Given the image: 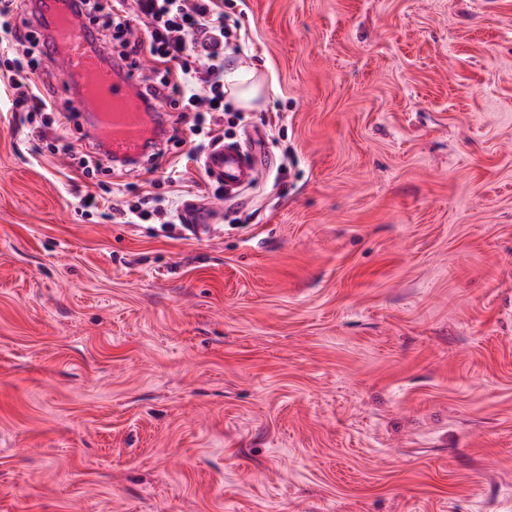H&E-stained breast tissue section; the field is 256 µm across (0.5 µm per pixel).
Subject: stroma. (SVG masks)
Wrapping results in <instances>:
<instances>
[{"label": "stroma", "instance_id": "obj_1", "mask_svg": "<svg viewBox=\"0 0 512 512\" xmlns=\"http://www.w3.org/2000/svg\"><path fill=\"white\" fill-rule=\"evenodd\" d=\"M224 11L236 196L0 89V512H512V0ZM172 169L207 233L109 219ZM253 79L254 75L252 73H248L244 76L229 77L228 79V83L232 84V86H228V93L241 108H255L256 103L261 97V81Z\"/></svg>", "mask_w": 512, "mask_h": 512}]
</instances>
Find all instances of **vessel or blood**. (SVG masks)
Returning a JSON list of instances; mask_svg holds the SVG:
<instances>
[{"label":"vessel or blood","mask_w":512,"mask_h":512,"mask_svg":"<svg viewBox=\"0 0 512 512\" xmlns=\"http://www.w3.org/2000/svg\"><path fill=\"white\" fill-rule=\"evenodd\" d=\"M39 6L48 24L49 49L64 62L67 85L78 89L87 80L108 94L104 107L92 112V139L102 145L105 158L140 157L157 129L151 115L138 104L136 79L117 76L101 53L92 51L77 32L78 20L65 12L60 0H40ZM203 167L209 178L228 190L251 184L257 175L248 154L225 144L206 152Z\"/></svg>","instance_id":"1"}]
</instances>
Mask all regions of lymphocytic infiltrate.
I'll list each match as a JSON object with an SVG mask.
<instances>
[{
  "instance_id": "lymphocytic-infiltrate-1",
  "label": "lymphocytic infiltrate",
  "mask_w": 512,
  "mask_h": 512,
  "mask_svg": "<svg viewBox=\"0 0 512 512\" xmlns=\"http://www.w3.org/2000/svg\"><path fill=\"white\" fill-rule=\"evenodd\" d=\"M72 13L87 19L90 44L111 39L119 48L113 60L127 73L140 72V57L150 53L153 67L142 74L140 99L147 111L164 106L185 111V123L205 151L222 140L224 52L238 50L237 30L224 20L223 0H67ZM143 29L146 40L133 38ZM0 50L11 54V106L17 112H55L67 108L50 82L51 55L30 24L0 25Z\"/></svg>"
}]
</instances>
